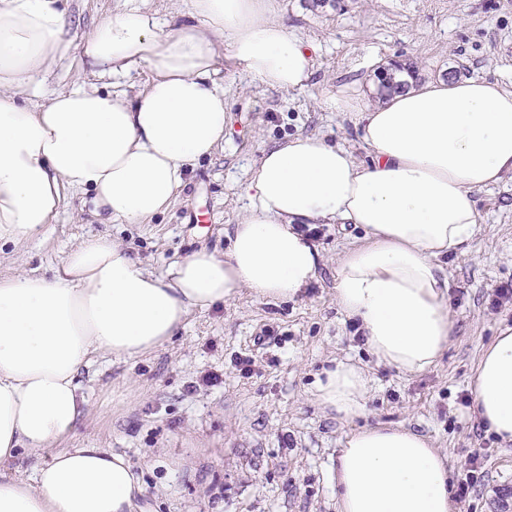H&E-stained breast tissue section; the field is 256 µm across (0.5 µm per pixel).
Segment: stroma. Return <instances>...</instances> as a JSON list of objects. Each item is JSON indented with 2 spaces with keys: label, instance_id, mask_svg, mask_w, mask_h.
<instances>
[{
  "label": "stroma",
  "instance_id": "stroma-1",
  "mask_svg": "<svg viewBox=\"0 0 512 512\" xmlns=\"http://www.w3.org/2000/svg\"><path fill=\"white\" fill-rule=\"evenodd\" d=\"M123 0H63L69 35L81 36ZM289 30L314 46L306 88H264L234 60L221 58L224 142L186 175L169 208L139 224L99 214L92 194L69 191L44 235L0 248V278L46 275L87 235L109 233L150 271L207 248L223 251L249 204L252 167L263 153L310 136L368 158L357 115L340 112L341 91L369 90L391 61L414 62L423 84L458 70L512 90V0H337L318 10L277 0ZM151 79L92 73L70 54L30 91L39 103L82 83L135 95ZM479 232L466 253L448 256V303L455 336L440 363L406 375L377 363L356 326L336 306V267L359 233L323 224L313 243L317 276L295 300L273 303L248 289L193 312L177 336L153 353L100 357L82 381L84 415L68 448H107L126 456L154 512H336L332 469L351 426L403 424L445 455L453 483L475 474L457 512H512V446L500 445L472 414L471 381L482 348L512 305L492 308L495 288L512 285V175L478 195ZM254 360L251 370L241 361ZM338 361L371 379L364 415L348 423L314 401V383ZM222 382L201 386L203 375Z\"/></svg>",
  "mask_w": 512,
  "mask_h": 512
}]
</instances>
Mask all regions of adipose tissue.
I'll return each instance as SVG.
<instances>
[{
	"label": "adipose tissue",
	"instance_id": "ef3b65f1",
	"mask_svg": "<svg viewBox=\"0 0 512 512\" xmlns=\"http://www.w3.org/2000/svg\"><path fill=\"white\" fill-rule=\"evenodd\" d=\"M64 24L61 0H0V246L39 236L66 189L93 193L114 223L163 212L187 168L224 141L223 54L270 89L305 88L313 73L312 46L273 0H190L164 34L141 0L77 42ZM73 50L102 73L145 66L150 84L130 98L76 83L31 104L30 83ZM336 108L358 114L369 162L301 135L264 152L224 252L200 249L158 275L95 235L51 276L0 279V466L76 431L96 357L151 354L193 311L244 288L295 299L322 260L306 224L362 228L338 260L336 305L378 362L412 374L438 364L455 329L441 259L477 233L478 192L512 174V90L438 80L384 102L344 93ZM368 390L365 371L341 362L317 379L315 399L351 420ZM472 390L477 422L512 444V326L483 348ZM333 480L337 512H456L445 457L402 425L347 432ZM143 493L130 461L105 448L54 452L29 480L0 473V512H137Z\"/></svg>",
	"mask_w": 512,
	"mask_h": 512
}]
</instances>
